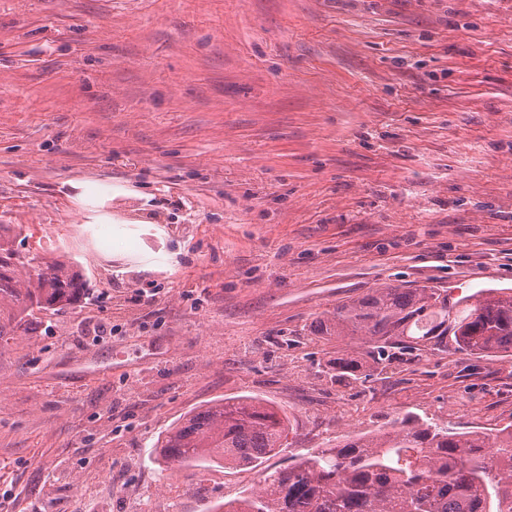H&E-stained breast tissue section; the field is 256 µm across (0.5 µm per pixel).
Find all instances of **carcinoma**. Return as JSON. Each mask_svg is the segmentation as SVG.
I'll return each instance as SVG.
<instances>
[{
	"instance_id": "carcinoma-1",
	"label": "carcinoma",
	"mask_w": 512,
	"mask_h": 512,
	"mask_svg": "<svg viewBox=\"0 0 512 512\" xmlns=\"http://www.w3.org/2000/svg\"><path fill=\"white\" fill-rule=\"evenodd\" d=\"M0 235V340L26 329L34 310L81 302L86 280L46 256L11 260ZM453 333L476 358L512 359V298L485 296L455 313L431 286L374 288L310 325L321 341L359 340L373 360L394 349L427 348ZM338 384L370 375L358 353L326 364ZM293 432L291 418L252 396L226 398L184 417L158 442L165 464L214 463L262 470L251 493L216 512H512V428L453 431L405 417L377 435L346 434L293 464L265 466Z\"/></svg>"
}]
</instances>
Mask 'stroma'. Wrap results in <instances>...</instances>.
Segmentation results:
<instances>
[{"label":"stroma","mask_w":512,"mask_h":512,"mask_svg":"<svg viewBox=\"0 0 512 512\" xmlns=\"http://www.w3.org/2000/svg\"><path fill=\"white\" fill-rule=\"evenodd\" d=\"M0 232L90 283L0 344V512H213L154 446L227 397L291 456L405 413L512 426L453 338L363 382L311 323L384 284L512 289V0H0ZM327 374L336 384L349 383L370 376L371 366L358 353L336 355L326 364Z\"/></svg>","instance_id":"stroma-1"}]
</instances>
